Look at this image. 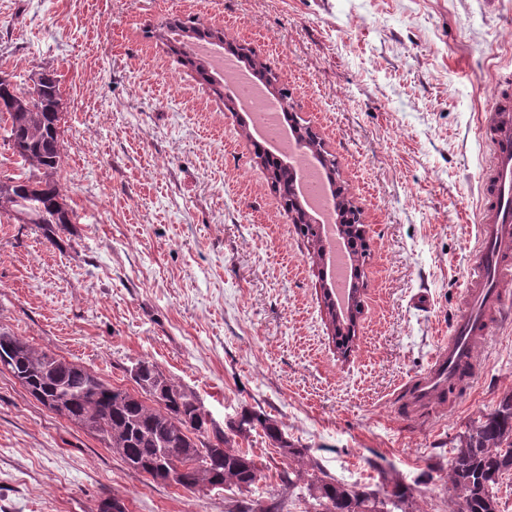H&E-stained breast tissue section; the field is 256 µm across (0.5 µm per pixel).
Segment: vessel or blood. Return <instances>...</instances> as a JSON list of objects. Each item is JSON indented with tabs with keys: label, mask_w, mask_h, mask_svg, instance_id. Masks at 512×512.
<instances>
[{
	"label": "vessel or blood",
	"mask_w": 512,
	"mask_h": 512,
	"mask_svg": "<svg viewBox=\"0 0 512 512\" xmlns=\"http://www.w3.org/2000/svg\"><path fill=\"white\" fill-rule=\"evenodd\" d=\"M488 112L481 128L489 156L479 172L476 256L464 305L452 320L447 340L427 370L409 382V401L417 407H429L455 383L463 366L475 365L478 347L492 336L501 315L512 309L503 291L512 282V80H500Z\"/></svg>",
	"instance_id": "obj_1"
}]
</instances>
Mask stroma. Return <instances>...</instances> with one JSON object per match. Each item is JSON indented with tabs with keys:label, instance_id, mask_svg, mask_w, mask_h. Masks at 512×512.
<instances>
[{
	"label": "stroma",
	"instance_id": "1",
	"mask_svg": "<svg viewBox=\"0 0 512 512\" xmlns=\"http://www.w3.org/2000/svg\"><path fill=\"white\" fill-rule=\"evenodd\" d=\"M222 26L279 74L370 226L358 347L339 360L321 268L278 203L239 120L146 29ZM59 80L75 224L50 244L0 217V325L134 390L158 364L227 423L276 420L359 487L379 462L408 512H451L450 450L512 392V316L480 373L417 415L395 405L463 302L475 255L481 125L512 74V0H0V76ZM280 494L286 464L236 439ZM228 512L236 496L152 483L0 372V512Z\"/></svg>",
	"mask_w": 512,
	"mask_h": 512
}]
</instances>
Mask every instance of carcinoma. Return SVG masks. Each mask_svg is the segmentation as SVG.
<instances>
[{"instance_id":"1","label":"carcinoma","mask_w":512,"mask_h":512,"mask_svg":"<svg viewBox=\"0 0 512 512\" xmlns=\"http://www.w3.org/2000/svg\"><path fill=\"white\" fill-rule=\"evenodd\" d=\"M180 64L191 66L223 97L221 83L208 68L182 48ZM59 84L55 73L42 71L23 85L0 80V128L24 173L0 176V216L33 224L44 238L57 243L75 214L63 199L56 179L63 164ZM4 367L37 401L49 399V410L100 441L120 449L129 469L156 484L193 492L216 488L255 492L263 467L248 452L232 446L258 430L280 455L307 467L308 478L288 467L278 472L285 493L299 501L312 499L314 512H406L412 488L389 475L375 461L376 488H357L327 473L308 449L289 440L277 422L264 413L241 411L227 429L203 414L195 392L167 377L148 359L137 361L130 376L131 393L112 386L97 372L40 351L10 328L0 326V367ZM512 471V393L460 436L453 448L448 491L456 512H498L496 486ZM240 512H288V499L252 498Z\"/></svg>"}]
</instances>
